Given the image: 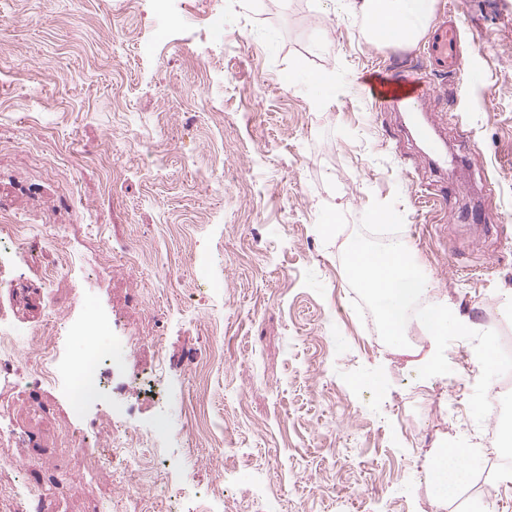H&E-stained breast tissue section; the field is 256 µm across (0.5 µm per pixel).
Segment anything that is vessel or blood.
Segmentation results:
<instances>
[{
    "mask_svg": "<svg viewBox=\"0 0 512 512\" xmlns=\"http://www.w3.org/2000/svg\"><path fill=\"white\" fill-rule=\"evenodd\" d=\"M423 56L428 63L427 69L410 63L380 69L363 78L362 91L374 108L401 112L406 126L425 140L435 133L423 106L434 93L428 72L445 75L464 65L456 28L447 21H440L423 48Z\"/></svg>",
    "mask_w": 512,
    "mask_h": 512,
    "instance_id": "vessel-or-blood-1",
    "label": "vessel or blood"
}]
</instances>
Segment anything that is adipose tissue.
<instances>
[{"label": "adipose tissue", "instance_id": "1", "mask_svg": "<svg viewBox=\"0 0 512 512\" xmlns=\"http://www.w3.org/2000/svg\"><path fill=\"white\" fill-rule=\"evenodd\" d=\"M435 0H336L337 9H351L370 22L369 33L380 40L383 29H395L394 41L410 45L427 30ZM469 466L465 454L456 446L437 449L431 464L429 482L433 503L453 495L468 479Z\"/></svg>", "mask_w": 512, "mask_h": 512}]
</instances>
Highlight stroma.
<instances>
[{"label":"stroma","instance_id":"stroma-1","mask_svg":"<svg viewBox=\"0 0 512 512\" xmlns=\"http://www.w3.org/2000/svg\"><path fill=\"white\" fill-rule=\"evenodd\" d=\"M167 27L152 0H0V191L15 224L66 227L63 273L19 268L0 307L64 354L103 351L115 386L86 407L66 384L26 401L0 385L11 428L31 432L15 477L53 480L58 512H98L93 462L68 429L113 407L150 421L201 387L205 428L174 438L137 512H198L214 487L285 491L293 512H431V451L469 449L470 474L442 512H512V480L481 445L471 341L422 385L352 307L342 253L372 201H395L414 261L468 327L512 336V0H436L461 29L462 70L435 79L456 167L441 172L399 112L371 118L356 83L384 63L423 64L420 45L371 42L330 0H205ZM340 86L315 104L308 81ZM161 144L163 164L142 156ZM94 328V343L70 330ZM165 363L138 374L129 337ZM381 372L382 393L352 379ZM234 449L236 471L215 461ZM310 85L317 93L319 105H325L336 90V74L331 70H320L310 75Z\"/></svg>","mask_w":512,"mask_h":512}]
</instances>
